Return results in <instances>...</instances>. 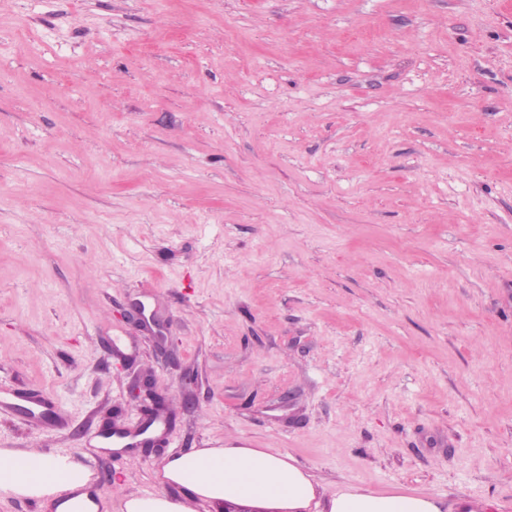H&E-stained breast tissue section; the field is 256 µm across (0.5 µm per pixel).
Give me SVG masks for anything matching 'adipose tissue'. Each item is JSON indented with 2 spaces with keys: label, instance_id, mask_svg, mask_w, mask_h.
<instances>
[{
  "label": "adipose tissue",
  "instance_id": "obj_1",
  "mask_svg": "<svg viewBox=\"0 0 512 512\" xmlns=\"http://www.w3.org/2000/svg\"><path fill=\"white\" fill-rule=\"evenodd\" d=\"M163 484L179 497L145 493L126 497L120 512H224L231 503L251 512H442V504L420 492L377 493L352 485L325 494L293 457L260 448L227 445L198 448L164 460ZM89 474L63 456L0 449V496L57 499L56 512H99L85 487Z\"/></svg>",
  "mask_w": 512,
  "mask_h": 512
}]
</instances>
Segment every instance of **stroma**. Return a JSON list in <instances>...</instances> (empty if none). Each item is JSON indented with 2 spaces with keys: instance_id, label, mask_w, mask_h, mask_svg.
<instances>
[{
  "instance_id": "1",
  "label": "stroma",
  "mask_w": 512,
  "mask_h": 512,
  "mask_svg": "<svg viewBox=\"0 0 512 512\" xmlns=\"http://www.w3.org/2000/svg\"><path fill=\"white\" fill-rule=\"evenodd\" d=\"M4 386L110 512L230 439L512 512V0H0ZM131 393L141 397L145 402V411L149 417L160 416L164 413V400L161 394L155 389V383L149 378H138L133 382ZM13 397L15 398V402L13 401ZM0 395V407L2 408H11L14 405L15 408L24 407L30 410L32 417H34V421L36 423H46V424H54L61 425L63 423L62 418L55 411V407L52 402L44 397L41 398L39 395H36L31 392H16L14 395Z\"/></svg>"
}]
</instances>
